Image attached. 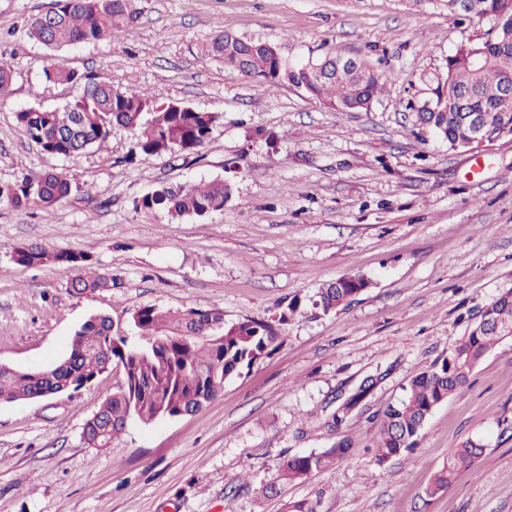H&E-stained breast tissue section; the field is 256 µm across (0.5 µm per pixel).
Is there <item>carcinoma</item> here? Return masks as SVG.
<instances>
[{"label": "carcinoma", "mask_w": 512, "mask_h": 512, "mask_svg": "<svg viewBox=\"0 0 512 512\" xmlns=\"http://www.w3.org/2000/svg\"><path fill=\"white\" fill-rule=\"evenodd\" d=\"M470 2L471 13L487 21L489 28L448 55L431 102L419 112L421 122L452 148L474 139L472 114L481 120V136L488 141L496 139L502 127H512V97L503 96L504 88L512 87V0ZM51 11L55 16L51 28L36 16L27 34L53 52L113 38L138 18L135 0H55ZM206 51L225 68L255 78L269 89L290 84L337 111L368 108L382 78L358 63L347 64L348 58L337 53L293 62L271 43L226 33L215 36ZM44 77L48 83L76 87V95L54 110L22 109L16 112V121L32 142L51 155L68 158L100 146L116 126L137 132L131 160L197 154L223 120L219 112L183 102L158 104L146 92L123 91L107 78L80 74L58 60L44 71ZM145 112L153 113L146 124L142 123ZM71 189L65 175L45 171L0 185V203L47 211L69 196ZM230 194V185L222 179L179 187L162 184L142 198L141 206L163 210L174 218L202 217L224 209ZM16 256L27 266L55 262L78 270L71 286L79 294L112 290V276L80 273L87 261L81 253H49L30 245L19 248ZM369 285L362 275L342 276L319 289L312 307L328 314ZM487 308L496 321L512 326V290L500 294ZM501 340L476 325L448 357L414 374L403 387L402 398L388 406L380 421L378 462L412 452L433 409L465 386L474 368ZM279 344L273 321H228L222 308L142 307L134 312L128 330L114 327L108 316L99 314L75 331L69 353L59 363L26 370L1 364L0 402L77 392L116 368L122 382L98 408L111 425L103 427L91 417L83 429L89 445L109 448L133 421L150 424L196 413L224 390L226 379L250 368ZM346 452L347 447L340 444L317 454L287 457L276 481L305 479L328 469ZM482 452L472 442L457 449L436 473L430 494L447 488L457 469L472 465Z\"/></svg>", "instance_id": "obj_1"}]
</instances>
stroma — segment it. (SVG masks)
I'll use <instances>...</instances> for the list:
<instances>
[{"label": "stroma", "mask_w": 512, "mask_h": 512, "mask_svg": "<svg viewBox=\"0 0 512 512\" xmlns=\"http://www.w3.org/2000/svg\"><path fill=\"white\" fill-rule=\"evenodd\" d=\"M54 0H0V60L14 74L0 98V184L53 170L70 195L50 211L0 203V363L62 361L84 321L128 327L140 307H220L229 320L275 319L281 344L196 414L129 424L111 447L83 438L119 372L89 387L0 403V512H512V337L440 403L416 448L376 458L383 411L415 373L446 358L483 307L512 289V136L451 148L421 127L448 55L487 23L451 17L447 0H137L115 40L51 54L25 34ZM274 44L301 60L337 52L386 74L361 112L301 89L267 90L206 52L218 34ZM157 102L224 118L197 154L129 161L136 134L113 128L71 158L43 152L16 111L55 109L69 85L46 83L51 57ZM224 179L223 211L172 218L140 208L159 184ZM85 254L111 290L78 294L74 269L23 266L16 250ZM361 273L371 287L336 312H314L328 281ZM375 385L349 406L366 378ZM349 452L304 482L264 496L283 457ZM484 452L429 494L466 441Z\"/></svg>", "instance_id": "stroma-1"}]
</instances>
